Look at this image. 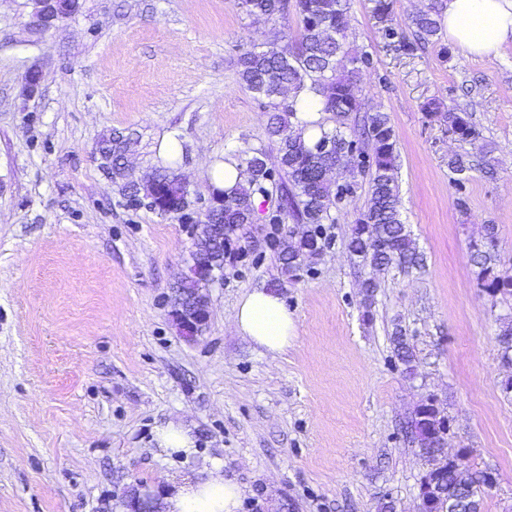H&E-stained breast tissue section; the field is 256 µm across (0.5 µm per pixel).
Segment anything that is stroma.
I'll use <instances>...</instances> for the list:
<instances>
[{
	"label": "stroma",
	"mask_w": 512,
	"mask_h": 512,
	"mask_svg": "<svg viewBox=\"0 0 512 512\" xmlns=\"http://www.w3.org/2000/svg\"><path fill=\"white\" fill-rule=\"evenodd\" d=\"M432 3L445 0H393L390 36L376 0L347 12L349 47L370 57L361 108L386 113L396 133L402 219L425 269L380 274L364 305L345 239L369 185L343 168L334 179L352 192L322 255L283 274L289 227L271 223L277 199L263 198L189 340L171 311L191 227L129 206L97 143L136 133L131 180L170 167L202 218L209 166L252 147L276 153L237 61L261 43L294 46L298 18L251 16L236 0H80L35 34L31 0H0V512H127L135 493L162 494L215 456L243 489L238 512H380L385 499L419 512L426 466L403 425L430 398L450 417L448 452L469 449L498 477L483 512H512V397L497 341L512 297L485 292L470 249L496 225L500 264L512 266V43L472 57L442 34L400 50ZM431 101L465 115L477 141L429 119ZM467 154L495 176L477 169L456 186L449 162ZM262 287L296 321L279 357L233 325L239 299ZM397 324L409 369L390 341ZM169 422L192 427L195 454L157 448L154 430Z\"/></svg>",
	"instance_id": "35a3bbf8"
}]
</instances>
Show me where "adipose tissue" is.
<instances>
[{
	"instance_id": "obj_1",
	"label": "adipose tissue",
	"mask_w": 512,
	"mask_h": 512,
	"mask_svg": "<svg viewBox=\"0 0 512 512\" xmlns=\"http://www.w3.org/2000/svg\"><path fill=\"white\" fill-rule=\"evenodd\" d=\"M442 23L449 43L471 56L498 52L512 42V0H448ZM233 323L241 334L271 354L283 353L295 337L294 315L282 296L263 288L247 292L236 305ZM242 490L212 460L200 475L172 482L161 499L162 512H236Z\"/></svg>"
}]
</instances>
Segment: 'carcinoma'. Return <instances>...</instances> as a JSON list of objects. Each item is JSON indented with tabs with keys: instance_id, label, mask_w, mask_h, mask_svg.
Returning a JSON list of instances; mask_svg holds the SVG:
<instances>
[{
	"instance_id": "1",
	"label": "carcinoma",
	"mask_w": 512,
	"mask_h": 512,
	"mask_svg": "<svg viewBox=\"0 0 512 512\" xmlns=\"http://www.w3.org/2000/svg\"><path fill=\"white\" fill-rule=\"evenodd\" d=\"M238 6L248 15L275 19H285L293 12L300 19L301 29L298 42L290 50L255 46L238 58L239 83L271 112L267 135L276 143V161L283 176L274 177L264 150L251 148L240 162L245 167V181L230 191L212 189L215 202L204 223L224 225V255L232 253L238 232L253 222L255 196L276 191L279 213L271 221L281 224L289 217L305 227L300 237H289L282 254L284 273L297 276L306 262L320 253L325 225L334 223L331 211L352 194V185L331 181L329 172L357 157V171L369 178V198L350 225L349 252L359 265L378 271L391 266L423 268L424 257L401 220L395 177L396 136L388 116L384 112L370 113L363 117L362 125H353L348 133L342 131L352 115L361 111L357 81L363 66L369 63L367 55L346 49L348 0H238ZM437 16L434 4L413 16L415 40L404 39L400 47L412 51L420 42H431L440 29ZM303 95L315 99L321 111L333 113L338 120L336 128L321 129L320 137L311 144L302 137L297 116ZM425 110L430 118L448 123V130L459 140L477 138L465 116L442 112L435 102L427 103ZM148 182L153 186L148 203L151 209L177 214L186 208V190L170 168L155 170ZM496 240V225H486L484 240L471 244V260L479 268L478 278L491 298L512 297V269L494 272ZM498 342L502 361L512 363V322L502 326ZM392 343L399 361L412 370L414 354L402 329H395ZM449 423L450 417L434 402L416 406L407 422L406 434L432 467L441 465L435 453ZM464 466L463 477L451 463L442 476L444 494L438 500L446 512H466L468 505L482 502L483 470L467 460Z\"/></svg>"
}]
</instances>
